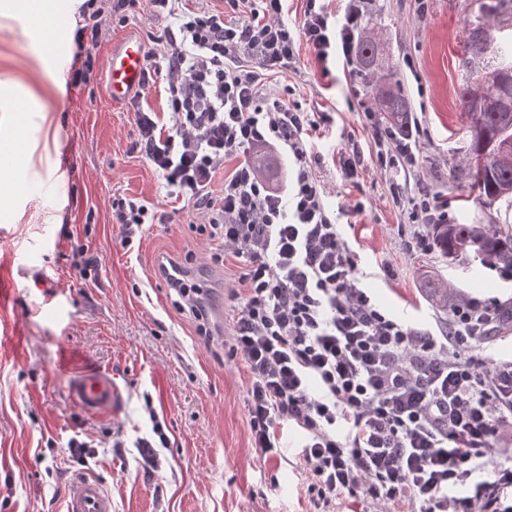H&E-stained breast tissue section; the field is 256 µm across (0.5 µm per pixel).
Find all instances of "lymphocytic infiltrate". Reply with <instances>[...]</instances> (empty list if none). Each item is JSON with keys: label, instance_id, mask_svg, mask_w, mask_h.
I'll return each mask as SVG.
<instances>
[{"label": "lymphocytic infiltrate", "instance_id": "obj_1", "mask_svg": "<svg viewBox=\"0 0 512 512\" xmlns=\"http://www.w3.org/2000/svg\"><path fill=\"white\" fill-rule=\"evenodd\" d=\"M177 19L169 48L145 52L143 83L131 98L138 138L131 151L161 174L172 195L206 220L217 253L242 266L243 292L229 353L248 371L247 415L261 454L302 437L304 491L314 512L340 497L360 512H512V455L490 461L499 427L512 418V361L485 367L476 351L512 316L500 302L469 299L440 334L391 318L358 275L337 215L315 169L307 136L327 123L268 102V74L295 64L300 44L319 63H351L371 0H305L289 27L285 0H224L220 11L180 15L179 0H148ZM164 84L168 125L140 101ZM390 173L394 203L415 224H445L448 200L411 188L419 165L411 137L363 114ZM287 147L281 185L254 172L255 149ZM233 172L215 184L229 159Z\"/></svg>", "mask_w": 512, "mask_h": 512}]
</instances>
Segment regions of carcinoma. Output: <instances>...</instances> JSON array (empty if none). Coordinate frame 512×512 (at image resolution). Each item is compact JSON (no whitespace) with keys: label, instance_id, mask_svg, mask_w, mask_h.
I'll use <instances>...</instances> for the list:
<instances>
[{"label":"carcinoma","instance_id":"carcinoma-1","mask_svg":"<svg viewBox=\"0 0 512 512\" xmlns=\"http://www.w3.org/2000/svg\"><path fill=\"white\" fill-rule=\"evenodd\" d=\"M480 16L469 23L461 66L466 74L459 95L460 110L470 116L466 153L455 164L470 175L484 203L512 212V0H484ZM385 51L371 34L359 43V59L371 68ZM393 75L373 83L374 104L390 128L405 132L412 108L408 98L389 87ZM434 245L448 256L473 254L488 263L512 267V226L504 224H436ZM432 303L442 309L465 299L454 285L436 283L427 289Z\"/></svg>","mask_w":512,"mask_h":512}]
</instances>
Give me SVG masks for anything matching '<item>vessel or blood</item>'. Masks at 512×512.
Here are the masks:
<instances>
[{
	"instance_id": "obj_1",
	"label": "vessel or blood",
	"mask_w": 512,
	"mask_h": 512,
	"mask_svg": "<svg viewBox=\"0 0 512 512\" xmlns=\"http://www.w3.org/2000/svg\"><path fill=\"white\" fill-rule=\"evenodd\" d=\"M145 68L144 47L133 36L111 44L106 71V87L112 102L118 103L139 90ZM71 393L88 411H111L115 402L112 375L107 371H86L72 383ZM65 512H112V497L94 477H74L65 496Z\"/></svg>"
}]
</instances>
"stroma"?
Returning a JSON list of instances; mask_svg holds the SVG:
<instances>
[{
    "label": "stroma",
    "instance_id": "35a3bbf8",
    "mask_svg": "<svg viewBox=\"0 0 512 512\" xmlns=\"http://www.w3.org/2000/svg\"><path fill=\"white\" fill-rule=\"evenodd\" d=\"M478 0H429L418 16L416 0H373L367 26L384 42L380 65L395 74L423 132L419 165L411 183L448 197L451 221L491 224L471 179L454 159L467 147V114L458 107L465 73V27ZM172 18L152 15L140 0L124 16L104 14L96 42L75 47L65 66V95L50 96L38 74L20 23H0V80L18 84L17 107L45 101L53 121L33 120L25 151L43 147L48 133L60 144V172L32 178L12 164L0 170V187L30 183L25 197L0 206V275L11 274L0 294V512H64L70 479L91 475L112 495L114 512H312L297 456L299 435L288 434L281 457L253 448L247 417L248 374L230 358L221 337L197 333L191 313L180 310L161 264L178 265L201 283L206 309H222L232 332L242 286L234 258L215 262L195 209L169 195L162 176L129 148L137 138L135 112L106 91L112 41L136 35L144 46L164 40ZM95 63L87 81L71 84L86 56ZM371 73L361 65L329 59L320 65L307 45L297 62L271 72L269 98L305 112H328V128L310 131L308 142L324 157L317 171L330 206L344 207L339 222L362 282L394 317L437 328L446 312L425 290L440 277L478 298L512 303V279L488 270L472 256L411 252L407 242L421 227L409 223L392 201L389 178L366 166L346 179L341 154L358 143L374 144L359 112L372 106ZM138 198L168 212L162 224L144 225L124 243L112 222V205ZM97 260L86 274L76 263ZM393 267L384 277L380 266ZM111 370L117 399L112 411L91 415L72 399L80 372ZM166 436L156 464L143 462L138 439ZM84 442L70 452L72 441Z\"/></svg>",
    "mask_w": 512,
    "mask_h": 512
}]
</instances>
